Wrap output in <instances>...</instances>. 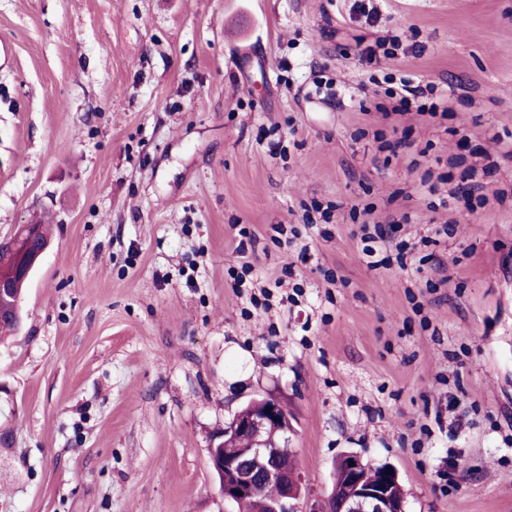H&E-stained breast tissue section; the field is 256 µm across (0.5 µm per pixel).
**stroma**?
<instances>
[{"label":"stroma","instance_id":"1","mask_svg":"<svg viewBox=\"0 0 512 512\" xmlns=\"http://www.w3.org/2000/svg\"><path fill=\"white\" fill-rule=\"evenodd\" d=\"M352 4L0 0V238L55 228L0 340V512H232L209 439L266 393L308 498L355 452L407 512H512V205L417 191L462 134L512 189V0H376L371 26ZM396 71L448 92L447 127L375 110ZM394 126L415 149L388 159L372 133ZM368 203L407 215L403 265L365 262Z\"/></svg>","mask_w":512,"mask_h":512}]
</instances>
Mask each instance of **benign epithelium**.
<instances>
[{"mask_svg": "<svg viewBox=\"0 0 512 512\" xmlns=\"http://www.w3.org/2000/svg\"><path fill=\"white\" fill-rule=\"evenodd\" d=\"M40 235V226L24 224L19 233L0 240V254L15 252L20 238L38 240ZM48 246L47 242L41 244L16 273L29 278ZM292 432L286 409L274 395L253 398L234 413L224 432L212 437L209 448L211 468L225 502L240 509L255 500L260 489L271 488L274 494L265 502L266 512H407L397 472L382 464L377 466V477L371 479L369 466L357 453H345L336 461L335 479L351 488L348 495L338 496L333 491L320 499L303 498L297 462L280 453ZM242 436L249 439L250 447L224 453Z\"/></svg>", "mask_w": 512, "mask_h": 512, "instance_id": "7a95c632", "label": "benign epithelium"}]
</instances>
